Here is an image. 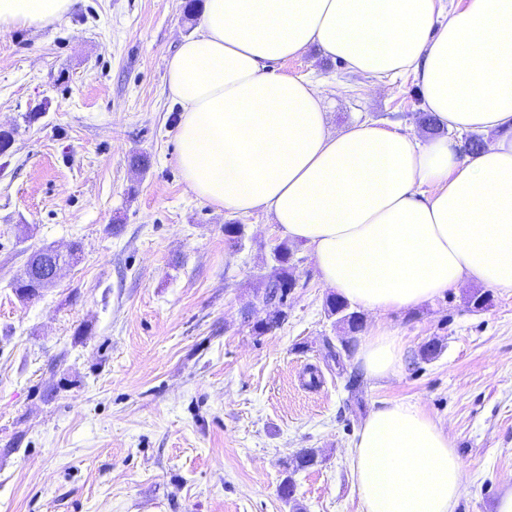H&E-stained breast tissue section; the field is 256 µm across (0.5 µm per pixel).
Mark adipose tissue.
I'll list each match as a JSON object with an SVG mask.
<instances>
[{
  "mask_svg": "<svg viewBox=\"0 0 512 512\" xmlns=\"http://www.w3.org/2000/svg\"><path fill=\"white\" fill-rule=\"evenodd\" d=\"M77 2L0 0V31L44 27ZM313 45L381 85L413 75L425 111L483 147L464 158L445 136L331 131L318 86L274 67ZM166 89L189 190L271 215L340 297L383 315L469 281L512 291V0H204ZM402 359L381 326L357 355L375 379ZM351 465L362 512H455L464 490L452 439L403 402L368 415Z\"/></svg>",
  "mask_w": 512,
  "mask_h": 512,
  "instance_id": "ef3b65f1",
  "label": "adipose tissue"
}]
</instances>
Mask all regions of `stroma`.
Masks as SVG:
<instances>
[{
    "label": "stroma",
    "mask_w": 512,
    "mask_h": 512,
    "mask_svg": "<svg viewBox=\"0 0 512 512\" xmlns=\"http://www.w3.org/2000/svg\"><path fill=\"white\" fill-rule=\"evenodd\" d=\"M187 2L79 0L43 29L0 31V129L14 138L0 154V512H361L350 453L385 401L448 432L466 475L455 512H495L512 487V292L471 282L365 312L353 333L328 316L333 291L297 244L287 317L255 334L285 237L266 213L218 212L183 182L165 75L200 27ZM278 69L319 81L331 130L430 135L412 76L380 91L314 47ZM75 243L78 260L20 301L30 254ZM476 291L490 297L479 311ZM380 324L404 356L376 380L356 357ZM304 448L319 463L288 502L279 486Z\"/></svg>",
    "instance_id": "stroma-1"
}]
</instances>
